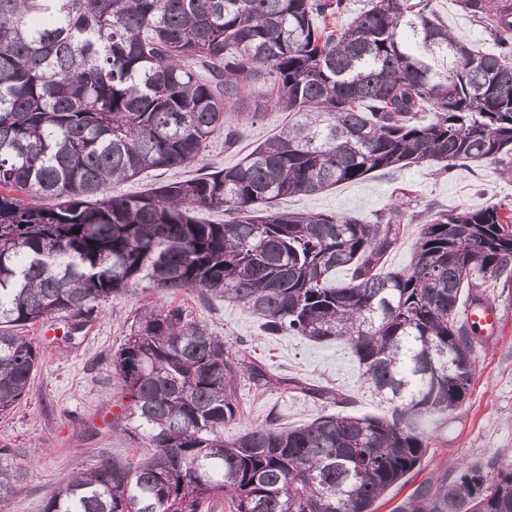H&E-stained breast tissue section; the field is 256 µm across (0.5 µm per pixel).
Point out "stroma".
<instances>
[{"mask_svg":"<svg viewBox=\"0 0 512 512\" xmlns=\"http://www.w3.org/2000/svg\"><path fill=\"white\" fill-rule=\"evenodd\" d=\"M433 7L449 30L484 50L496 47L489 27L459 13L455 0H433ZM286 113L268 109L249 126L243 138L225 146L216 137L201 164L175 170H150L118 186L121 194L145 191L161 183L200 175L202 167L231 166L258 143L278 131ZM503 204L512 216V156L503 162L443 169L425 163L380 172L354 184H342L319 194L279 201L281 209L303 212L354 214L368 222L392 205L404 216L405 236L387 256L385 268L408 266L421 224L431 207L455 210ZM482 303L496 307L500 326L496 333L477 334L473 351L474 381L465 404L447 416L428 418L423 428L430 445L419 468L404 485L391 488L374 505V512H393L421 484L456 477L463 464L496 457L512 462V280L477 291ZM137 287L115 294L102 303L92 322L66 339L68 320L54 316L21 329L40 354L39 367L27 394L15 408L0 414V448L8 449L18 479L7 512H42L58 482L89 467L102 453L132 461L143 451L117 412L122 389L112 370L111 357L130 332L131 322L149 297ZM173 305L191 311L197 321L224 336L231 350H246L277 376L300 378L338 390L347 397L342 412L356 416L386 417L388 404L380 402L359 380V366L349 346L342 342L315 343L301 336H270L261 322L243 306L221 299H204L186 290L172 296ZM238 397L243 416L231 433L277 419L284 427L298 426L326 411L312 396L273 387L265 392L240 382Z\"/></svg>","mask_w":512,"mask_h":512,"instance_id":"1","label":"stroma"}]
</instances>
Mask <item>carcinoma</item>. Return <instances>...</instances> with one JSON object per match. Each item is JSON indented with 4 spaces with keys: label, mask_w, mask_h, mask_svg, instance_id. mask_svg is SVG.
<instances>
[{
    "label": "carcinoma",
    "mask_w": 512,
    "mask_h": 512,
    "mask_svg": "<svg viewBox=\"0 0 512 512\" xmlns=\"http://www.w3.org/2000/svg\"><path fill=\"white\" fill-rule=\"evenodd\" d=\"M471 16L512 0H468ZM343 0H0V414L27 393L38 352L19 327L92 319L147 282L244 306L273 336L346 342L391 418L324 414L226 437L238 380L342 404L339 392L276 378L180 306L150 300L112 354L125 419L148 452L103 454L65 477L43 512H371L421 464V423L466 402L473 291L512 275V217L437 210L409 266L383 271L403 237L399 207L351 214L272 208L377 171L467 168L512 153V40L475 48L431 0H372L346 28ZM263 88L290 120L239 163L138 194L112 186L186 167L232 145L227 100ZM431 113L425 119L424 113ZM51 198L44 207L20 194ZM202 210H221L207 223ZM352 270L336 285V269ZM0 505L15 471L2 463ZM177 459L178 465L163 466ZM395 512H512V463L460 467Z\"/></svg>",
    "instance_id": "1"
}]
</instances>
